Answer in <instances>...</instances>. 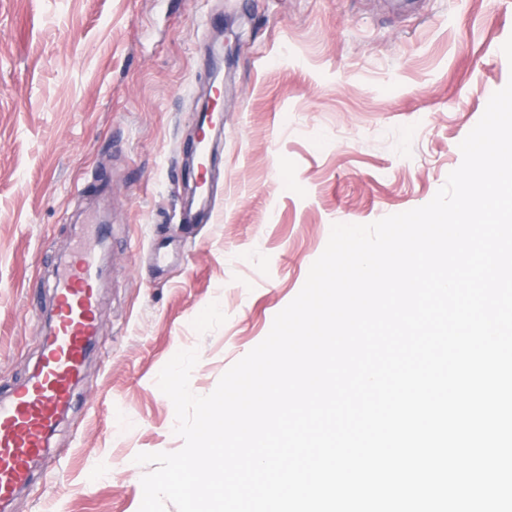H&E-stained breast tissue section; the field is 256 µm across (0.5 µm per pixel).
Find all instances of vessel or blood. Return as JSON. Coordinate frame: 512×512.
Segmentation results:
<instances>
[{
  "instance_id": "b4317fda",
  "label": "vessel or blood",
  "mask_w": 512,
  "mask_h": 512,
  "mask_svg": "<svg viewBox=\"0 0 512 512\" xmlns=\"http://www.w3.org/2000/svg\"><path fill=\"white\" fill-rule=\"evenodd\" d=\"M101 267L83 251L69 258L55 282L56 314L43 340L40 371L0 400V501L24 482L43 454L60 412L71 404L90 340L97 332Z\"/></svg>"
}]
</instances>
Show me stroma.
Returning <instances> with one entry per match:
<instances>
[{
  "label": "stroma",
  "mask_w": 512,
  "mask_h": 512,
  "mask_svg": "<svg viewBox=\"0 0 512 512\" xmlns=\"http://www.w3.org/2000/svg\"><path fill=\"white\" fill-rule=\"evenodd\" d=\"M512 0H0V398L39 367L61 260L108 224L71 410L6 512H138L194 394L269 333L333 224L429 203L512 78ZM224 134L190 204L198 107Z\"/></svg>",
  "instance_id": "obj_1"
}]
</instances>
